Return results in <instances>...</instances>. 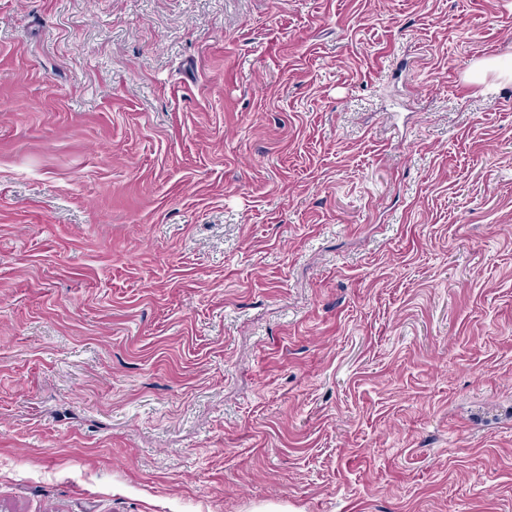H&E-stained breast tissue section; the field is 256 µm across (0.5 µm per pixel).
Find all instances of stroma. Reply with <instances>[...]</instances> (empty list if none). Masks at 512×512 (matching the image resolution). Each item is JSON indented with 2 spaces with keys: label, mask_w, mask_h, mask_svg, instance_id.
<instances>
[{
  "label": "stroma",
  "mask_w": 512,
  "mask_h": 512,
  "mask_svg": "<svg viewBox=\"0 0 512 512\" xmlns=\"http://www.w3.org/2000/svg\"><path fill=\"white\" fill-rule=\"evenodd\" d=\"M512 0H0V512H512Z\"/></svg>",
  "instance_id": "obj_1"
}]
</instances>
